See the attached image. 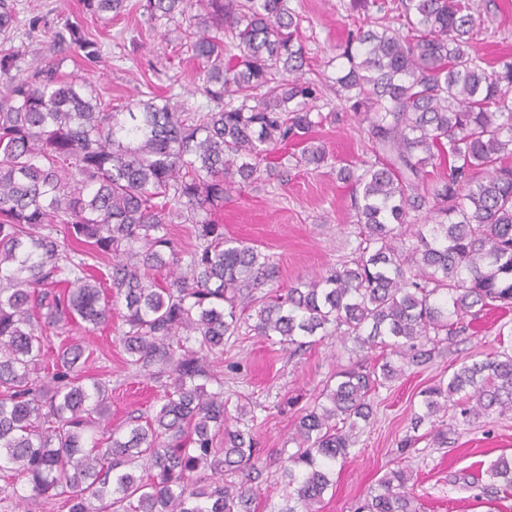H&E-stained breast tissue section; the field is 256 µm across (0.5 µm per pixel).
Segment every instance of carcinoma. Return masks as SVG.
Listing matches in <instances>:
<instances>
[{
  "mask_svg": "<svg viewBox=\"0 0 512 512\" xmlns=\"http://www.w3.org/2000/svg\"><path fill=\"white\" fill-rule=\"evenodd\" d=\"M194 4L204 14H189ZM83 6L116 18L129 0ZM342 7L355 32L336 55V98L371 151L339 172L359 192L357 245L350 261L281 287L275 257L224 236L211 211L273 175L275 146L298 142L297 161L317 168L327 159L308 137L328 116L288 0L139 5L151 22H187L206 112L152 93L104 101L63 77L58 58L21 66L14 0H0V470L23 478L19 512L59 498L69 512H254L260 449L251 429L228 426L224 387L207 389L224 338L249 319L255 334L298 349L297 337L319 332L352 344L355 358L301 413L283 472L281 512H320L336 463L373 416L371 396L484 310L512 307V58L494 67L478 54V0ZM48 34L60 51L99 56L76 21ZM176 222L194 225V248L171 237ZM103 255L107 271L91 272ZM114 299L124 301L125 364L163 395L154 415L88 446L107 416V381L83 382L86 346L72 336L41 371L46 334L112 322ZM377 346L390 352L381 362L370 360ZM419 396L412 429L429 424L442 447L449 408L465 425L512 412V354L465 362ZM232 474L241 481L226 482ZM411 478L396 465L356 512H420ZM459 481L495 500L512 490V455Z\"/></svg>",
  "mask_w": 512,
  "mask_h": 512,
  "instance_id": "obj_1",
  "label": "carcinoma"
}]
</instances>
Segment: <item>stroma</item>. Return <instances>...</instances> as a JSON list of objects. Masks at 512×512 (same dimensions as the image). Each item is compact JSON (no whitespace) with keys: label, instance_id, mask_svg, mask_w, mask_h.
Here are the masks:
<instances>
[{"label":"stroma","instance_id":"stroma-1","mask_svg":"<svg viewBox=\"0 0 512 512\" xmlns=\"http://www.w3.org/2000/svg\"><path fill=\"white\" fill-rule=\"evenodd\" d=\"M129 14L113 20L87 14L80 0H15L19 26L14 39L25 62L53 56L54 49L41 32L30 29L29 20L41 16L51 26L81 22L100 44V57L88 62L73 55L62 66L64 74L91 83L97 93L113 102H124L151 92L169 96L201 112L210 100L201 90L199 66L180 47V31L174 23L147 22L130 0ZM302 18V32L311 57L321 66L313 74L321 94L317 106L328 114L326 124L314 132L323 144L326 163L318 168L297 163L291 148L275 150L274 176H263L251 186L226 196L214 218L226 236L240 238L275 256L278 283L288 286L319 274L328 267L352 259L356 226L352 222L353 188L339 180L337 170L369 158L368 143L351 113L341 109L335 94L337 66L330 59L349 36L350 26L340 0H289ZM482 33L476 44L486 62L512 57V0H480ZM121 323L87 332L74 327L90 358L85 374L112 377L109 401L112 426L124 425L135 410L152 415L163 390L152 379L132 376L124 364L119 343ZM512 352V310L480 314L457 343L441 344L431 363L406 367L391 387L374 398L376 414L358 433V443L346 463L332 476L321 512H354L369 488L397 462L409 465L415 492L424 512H512V497L488 504L476 490L450 483L453 474L488 466L498 456L512 454V412L491 415L458 428L444 448L421 437L408 453L398 444L410 432V418L420 409L418 393L451 373L474 355ZM348 355L333 338L303 351L251 332L232 337L224 346V359L209 389L223 387L230 416L252 427L261 450L262 495L256 512H280L286 504L282 469L294 452V423L312 404L323 381Z\"/></svg>","mask_w":512,"mask_h":512}]
</instances>
